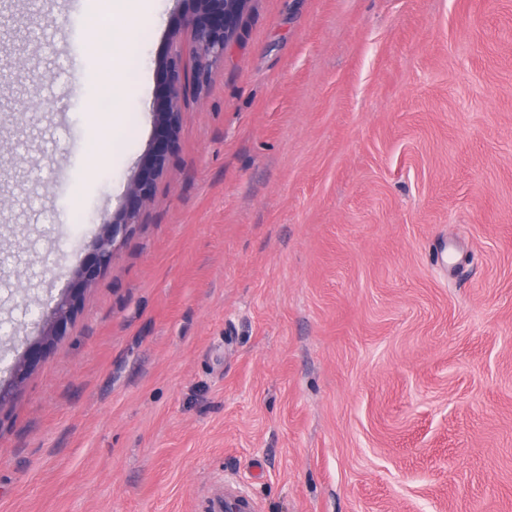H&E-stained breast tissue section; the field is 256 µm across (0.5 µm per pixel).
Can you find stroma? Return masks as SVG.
I'll use <instances>...</instances> for the list:
<instances>
[{
    "mask_svg": "<svg viewBox=\"0 0 512 512\" xmlns=\"http://www.w3.org/2000/svg\"><path fill=\"white\" fill-rule=\"evenodd\" d=\"M188 0H0V354L36 336L155 138ZM168 170L0 407V512H512V0H248ZM97 139L102 170L90 174ZM80 210H72V200ZM112 13L107 10L90 14L87 27L91 34L89 50L93 55L102 56L112 50V56L124 53L129 56L131 41L121 26L115 23L118 17L145 16L152 12V0H113ZM97 96L107 104L104 114L112 124L113 134L125 132L121 125L137 97L131 82L116 78L113 69L111 80L99 87ZM206 508L211 512H255L252 500L234 488L208 496Z\"/></svg>",
    "mask_w": 512,
    "mask_h": 512,
    "instance_id": "1",
    "label": "stroma"
}]
</instances>
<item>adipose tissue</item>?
<instances>
[{"label":"adipose tissue","mask_w":512,"mask_h":512,"mask_svg":"<svg viewBox=\"0 0 512 512\" xmlns=\"http://www.w3.org/2000/svg\"><path fill=\"white\" fill-rule=\"evenodd\" d=\"M151 2L152 0H112L111 10L90 14L87 18V27L91 34V54L100 56L109 52L130 53L131 42L116 20L120 17L151 13ZM97 95L106 104L105 114L112 124L113 131L121 132L123 120L136 99L131 82L122 77L111 78L98 89Z\"/></svg>","instance_id":"1"}]
</instances>
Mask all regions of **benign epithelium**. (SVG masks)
Here are the masks:
<instances>
[{
    "label": "benign epithelium",
    "instance_id": "obj_1",
    "mask_svg": "<svg viewBox=\"0 0 512 512\" xmlns=\"http://www.w3.org/2000/svg\"><path fill=\"white\" fill-rule=\"evenodd\" d=\"M191 8L183 20L189 30L194 50V64L200 76L224 59V51L234 37L243 0H189ZM165 91L154 112L157 138L132 178L122 207L103 219V231L93 244V256L78 262L72 284L64 289L53 307L43 316L40 337L11 363V375L20 384L40 362L45 346L65 335L69 321L78 309L81 295L111 263L114 251L138 223L142 209L151 201L156 181L164 172L176 144L179 99L185 83L181 56H171L161 63Z\"/></svg>",
    "mask_w": 512,
    "mask_h": 512
}]
</instances>
